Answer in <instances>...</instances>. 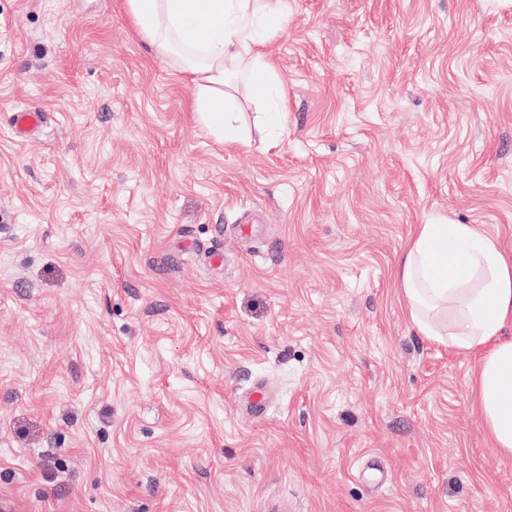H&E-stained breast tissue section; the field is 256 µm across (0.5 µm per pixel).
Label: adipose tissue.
<instances>
[{
    "mask_svg": "<svg viewBox=\"0 0 512 512\" xmlns=\"http://www.w3.org/2000/svg\"><path fill=\"white\" fill-rule=\"evenodd\" d=\"M154 52L181 57L179 73L196 92L194 110L225 144L243 143L229 82L252 71V93L272 96L273 68L262 48L284 0H126ZM409 318L425 336L477 356L471 379L477 413L503 453L512 455V258L472 224L417 225L399 268Z\"/></svg>",
    "mask_w": 512,
    "mask_h": 512,
    "instance_id": "obj_1",
    "label": "adipose tissue"
}]
</instances>
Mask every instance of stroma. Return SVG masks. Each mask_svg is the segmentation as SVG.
I'll use <instances>...</instances> for the list:
<instances>
[{
  "label": "stroma",
  "mask_w": 512,
  "mask_h": 512,
  "mask_svg": "<svg viewBox=\"0 0 512 512\" xmlns=\"http://www.w3.org/2000/svg\"><path fill=\"white\" fill-rule=\"evenodd\" d=\"M265 50L231 149L125 0H0V512H512L398 276L432 220L512 256V0H288ZM43 124V114L41 112L21 110L15 112L13 116V135L19 140L27 136Z\"/></svg>",
  "instance_id": "1"
}]
</instances>
